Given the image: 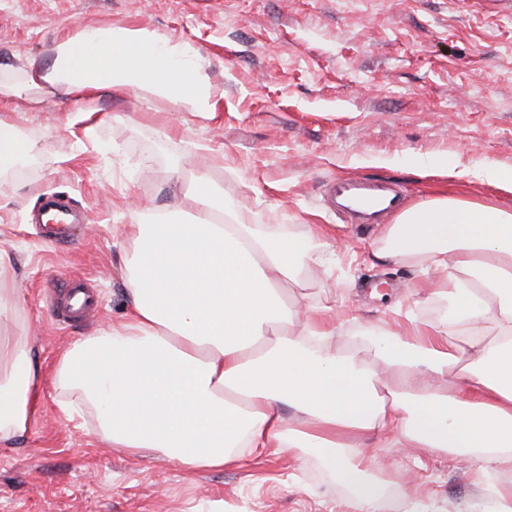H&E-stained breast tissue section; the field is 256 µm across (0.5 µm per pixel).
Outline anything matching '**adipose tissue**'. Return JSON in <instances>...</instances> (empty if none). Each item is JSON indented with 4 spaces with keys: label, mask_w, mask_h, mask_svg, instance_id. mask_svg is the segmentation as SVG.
Segmentation results:
<instances>
[{
    "label": "adipose tissue",
    "mask_w": 512,
    "mask_h": 512,
    "mask_svg": "<svg viewBox=\"0 0 512 512\" xmlns=\"http://www.w3.org/2000/svg\"><path fill=\"white\" fill-rule=\"evenodd\" d=\"M148 87L190 112L216 109L187 46L144 28L79 26L53 47L50 68L0 83V131L14 99L75 95L81 116L97 93ZM133 203L129 308L76 343L57 380L73 413L94 411L104 439L135 457L185 470L221 469L270 448H314L356 512H388L384 480L361 453L367 438L395 448L475 454L494 512H512V211L445 196L385 225L377 254L429 273V295L456 312L412 319L372 361L336 345L330 308L289 302L329 229L250 224L202 166L169 211L143 222ZM43 384L27 337L0 331V442L29 429Z\"/></svg>",
    "instance_id": "ef3b65f1"
}]
</instances>
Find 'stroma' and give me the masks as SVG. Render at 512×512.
Here are the masks:
<instances>
[{"instance_id":"stroma-1","label":"stroma","mask_w":512,"mask_h":512,"mask_svg":"<svg viewBox=\"0 0 512 512\" xmlns=\"http://www.w3.org/2000/svg\"><path fill=\"white\" fill-rule=\"evenodd\" d=\"M78 23L142 27L189 45L218 109L186 112L135 87L100 91L86 121L62 92L10 113L11 135L33 150L0 161V250L12 259L44 383L36 424L0 443V512H351L352 491L309 448L196 472L133 460L101 438L95 413L63 412L58 362L126 310L132 247L118 230L129 200L175 206L173 171L191 175L206 147L223 154L211 175L250 223L330 226L314 248L318 270L289 285V297L353 309L366 334L386 332L399 302L442 319L447 303L417 302V269L374 254L394 214L353 223L333 188L357 178L394 185L407 209L446 195L512 210V191L479 177L488 165L512 174V0H0V83L50 66L56 41ZM48 194L87 216L68 243L31 221ZM67 275L91 279L98 301L70 326L48 310ZM372 453L391 494L408 489L424 512L488 508L474 460Z\"/></svg>"}]
</instances>
